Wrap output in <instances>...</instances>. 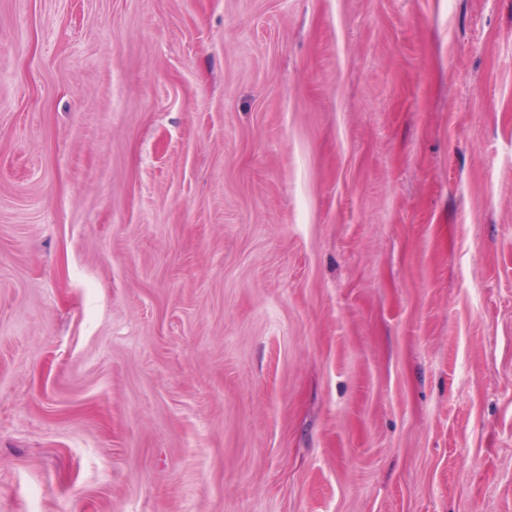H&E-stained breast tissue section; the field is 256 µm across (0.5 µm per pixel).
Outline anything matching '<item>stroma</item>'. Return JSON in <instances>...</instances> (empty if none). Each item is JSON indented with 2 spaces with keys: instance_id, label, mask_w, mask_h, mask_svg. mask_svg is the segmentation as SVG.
Instances as JSON below:
<instances>
[{
  "instance_id": "obj_1",
  "label": "stroma",
  "mask_w": 512,
  "mask_h": 512,
  "mask_svg": "<svg viewBox=\"0 0 512 512\" xmlns=\"http://www.w3.org/2000/svg\"><path fill=\"white\" fill-rule=\"evenodd\" d=\"M0 512H512V0H0Z\"/></svg>"
}]
</instances>
